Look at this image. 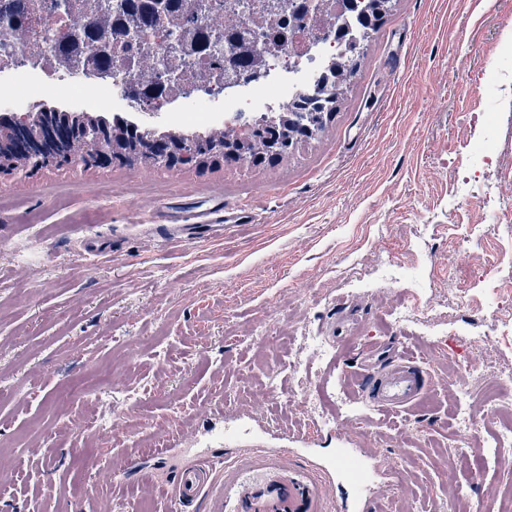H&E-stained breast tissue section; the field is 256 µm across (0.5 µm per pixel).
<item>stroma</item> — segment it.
<instances>
[{
  "mask_svg": "<svg viewBox=\"0 0 512 512\" xmlns=\"http://www.w3.org/2000/svg\"><path fill=\"white\" fill-rule=\"evenodd\" d=\"M505 40L512 0H394L323 133L276 163L0 172V512H171L143 473L173 481L185 448L223 473L224 426L294 448L299 470L369 446L393 490L372 512H492L512 494L483 382L512 390V223L491 222L480 187L458 192L486 155L512 211V97L490 79L512 68ZM0 104L96 109L63 85L17 103L1 76ZM113 111L182 134L224 121L193 98ZM237 207L250 222L225 223ZM393 339L429 374L416 406L326 405L361 349ZM458 348L473 371L456 380ZM460 392L480 445L457 431ZM155 432L168 453L143 448ZM98 457L111 484L87 469Z\"/></svg>",
  "mask_w": 512,
  "mask_h": 512,
  "instance_id": "obj_1",
  "label": "stroma"
}]
</instances>
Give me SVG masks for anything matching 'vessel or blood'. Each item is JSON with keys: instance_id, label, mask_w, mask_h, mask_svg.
Segmentation results:
<instances>
[{"instance_id": "vessel-or-blood-1", "label": "vessel or blood", "mask_w": 512, "mask_h": 512, "mask_svg": "<svg viewBox=\"0 0 512 512\" xmlns=\"http://www.w3.org/2000/svg\"><path fill=\"white\" fill-rule=\"evenodd\" d=\"M356 396L378 411L412 407L425 390V372L397 342L366 350L361 371L352 381ZM287 448H245L225 462L216 474L202 458L180 468L175 484L154 483L153 494L170 499L177 512L204 502V512H250L255 498L263 497L272 512H333L337 486L352 493V512H370L389 487L376 479L377 466L368 464L357 448H343L332 461L330 477L317 468L305 473L289 470Z\"/></svg>"}]
</instances>
